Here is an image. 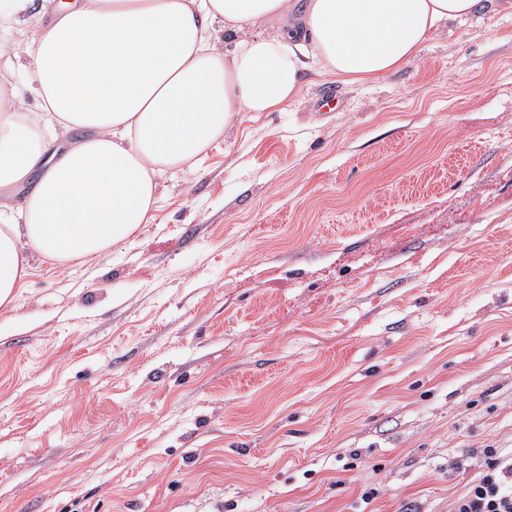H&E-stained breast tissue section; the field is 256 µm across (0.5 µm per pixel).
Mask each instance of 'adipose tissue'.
I'll list each match as a JSON object with an SVG mask.
<instances>
[{
	"mask_svg": "<svg viewBox=\"0 0 512 512\" xmlns=\"http://www.w3.org/2000/svg\"><path fill=\"white\" fill-rule=\"evenodd\" d=\"M512 0H65L39 17L0 0V90L31 79L34 111L0 109V307L33 257L98 255L151 223L159 181L199 161L244 112L283 111L306 72L352 85L418 60L448 23Z\"/></svg>",
	"mask_w": 512,
	"mask_h": 512,
	"instance_id": "ef3b65f1",
	"label": "adipose tissue"
}]
</instances>
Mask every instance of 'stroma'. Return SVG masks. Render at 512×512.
Instances as JSON below:
<instances>
[{"label":"stroma","mask_w":512,"mask_h":512,"mask_svg":"<svg viewBox=\"0 0 512 512\" xmlns=\"http://www.w3.org/2000/svg\"><path fill=\"white\" fill-rule=\"evenodd\" d=\"M160 191L0 309V512H451L512 448V11Z\"/></svg>","instance_id":"1"}]
</instances>
